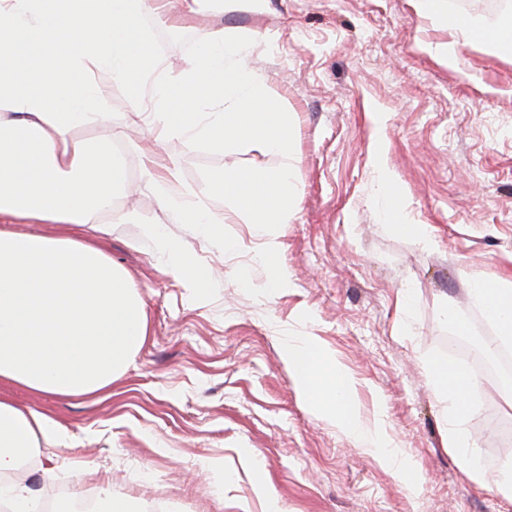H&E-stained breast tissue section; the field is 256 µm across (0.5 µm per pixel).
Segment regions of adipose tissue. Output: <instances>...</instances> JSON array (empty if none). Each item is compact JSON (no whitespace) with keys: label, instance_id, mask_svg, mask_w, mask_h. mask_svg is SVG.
Instances as JSON below:
<instances>
[{"label":"adipose tissue","instance_id":"adipose-tissue-1","mask_svg":"<svg viewBox=\"0 0 512 512\" xmlns=\"http://www.w3.org/2000/svg\"><path fill=\"white\" fill-rule=\"evenodd\" d=\"M223 0H0V381L31 392L97 396L123 373L143 345L147 317L131 276L87 237L44 236L17 223L74 224L102 232L103 216L133 219L116 209L114 191L124 173L110 140L78 139L74 130L108 124L112 100L97 81L120 83L132 111L145 114L156 140L177 138L217 149L260 145L279 155L272 171L230 168L208 181L207 198L178 186L174 164L156 150L143 153L141 170L161 207L202 238L235 249L224 223L246 216L266 266L264 288L275 296L291 286L279 261L272 228L290 223L301 187L292 144L297 127L259 75L245 36L210 31L200 50L180 65L161 55L142 26L151 16L169 27L206 18ZM420 14L449 32L468 30L512 47V23L488 28L460 21L446 0H416ZM220 199L223 211L209 202ZM373 199L384 222L424 247L431 231L414 223L404 191L384 159H376ZM146 234L167 269L209 301L210 269L184 252L165 226ZM467 294L481 307L501 343H512V281L472 277ZM283 358L316 412L359 446L371 449L410 486L419 473L398 461L384 426L363 424L356 388L313 336L288 339ZM428 379L448 403V446L467 472L479 464L461 423L480 386L459 367L431 364ZM72 436L53 417L0 399V501L10 512H36L33 488L4 482L22 459L42 446L68 447Z\"/></svg>","mask_w":512,"mask_h":512}]
</instances>
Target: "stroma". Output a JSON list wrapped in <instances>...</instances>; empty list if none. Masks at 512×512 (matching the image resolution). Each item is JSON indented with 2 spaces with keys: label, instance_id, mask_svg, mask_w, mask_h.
<instances>
[{
  "label": "stroma",
  "instance_id": "obj_1",
  "mask_svg": "<svg viewBox=\"0 0 512 512\" xmlns=\"http://www.w3.org/2000/svg\"><path fill=\"white\" fill-rule=\"evenodd\" d=\"M161 54L192 57L211 29L251 38V53L297 120L294 157L301 198L292 223L274 226L293 286L268 296L251 225L236 217L225 250L177 223L147 193L115 191L136 212L114 223L100 248L126 268L145 303L149 333L125 372L99 396L55 397L1 385L0 395L47 412L74 434L70 447L35 455L27 475L38 498L82 491L128 497L141 512H512L491 489L512 461V397L491 379L466 418L480 476L448 447L445 405L430 361L453 360L444 309L467 314L469 336L495 335L469 304L471 277L512 280V56L474 40L449 65L447 28L415 0H268L251 11L233 0L224 15L180 30L146 20ZM115 117L78 129L119 148L126 181L141 179L149 128L126 91L104 83ZM388 112L385 130L369 112ZM162 153L181 187L206 197L227 168L273 169L257 146L218 150L181 139ZM396 174L427 249L394 233L372 200L377 153ZM165 225L220 278L210 304L169 274L144 229ZM248 270L253 289L239 288ZM411 289L409 313L397 306ZM316 336L354 379L368 422L384 421L400 460L419 471L409 490L394 468L313 411L282 358L293 336Z\"/></svg>",
  "mask_w": 512,
  "mask_h": 512
}]
</instances>
